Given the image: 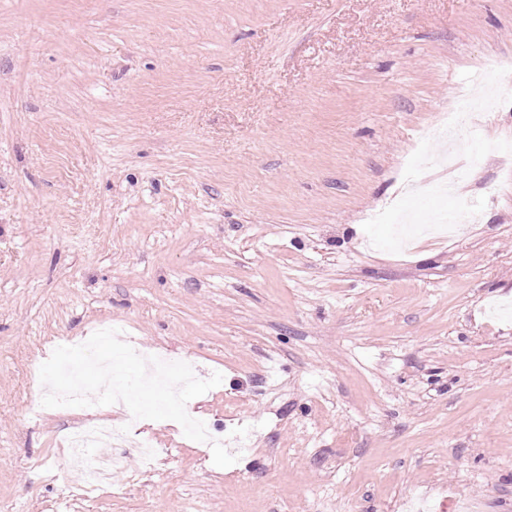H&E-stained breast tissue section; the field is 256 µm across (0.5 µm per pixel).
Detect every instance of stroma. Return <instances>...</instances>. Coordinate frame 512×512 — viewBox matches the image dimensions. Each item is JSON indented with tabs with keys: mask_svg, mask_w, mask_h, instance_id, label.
Masks as SVG:
<instances>
[{
	"mask_svg": "<svg viewBox=\"0 0 512 512\" xmlns=\"http://www.w3.org/2000/svg\"><path fill=\"white\" fill-rule=\"evenodd\" d=\"M492 58L512 0H0V512H512V158L449 233L405 180ZM108 327L250 450L146 420L67 496L28 364Z\"/></svg>",
	"mask_w": 512,
	"mask_h": 512,
	"instance_id": "stroma-1",
	"label": "stroma"
}]
</instances>
